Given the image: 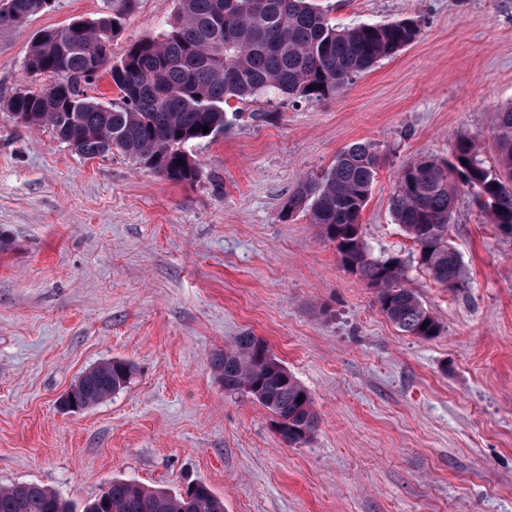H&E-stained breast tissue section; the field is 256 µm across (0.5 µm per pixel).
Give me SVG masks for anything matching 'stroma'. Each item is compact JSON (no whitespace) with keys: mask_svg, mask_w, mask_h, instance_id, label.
<instances>
[{"mask_svg":"<svg viewBox=\"0 0 512 512\" xmlns=\"http://www.w3.org/2000/svg\"><path fill=\"white\" fill-rule=\"evenodd\" d=\"M316 2L340 28L412 18L420 33L334 97L231 101L240 120L189 147L194 183L118 152L81 158L0 110V486L81 505L115 478L172 491L191 479L224 512H512V238L459 191L448 236L467 281L448 289L389 210L412 159H447L460 136L493 155L494 110L512 104V0ZM176 7L138 0L113 59L158 37ZM108 8L52 0L0 29V101L40 87L23 67L38 31ZM358 141L380 157L362 238L403 260L442 325L434 339L382 314L309 213H283ZM246 332L312 393L306 443H283L272 414L212 371ZM114 358L133 367L124 389L60 409L83 371Z\"/></svg>","mask_w":512,"mask_h":512,"instance_id":"stroma-1","label":"stroma"}]
</instances>
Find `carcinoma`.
<instances>
[{
    "label": "carcinoma",
    "mask_w": 512,
    "mask_h": 512,
    "mask_svg": "<svg viewBox=\"0 0 512 512\" xmlns=\"http://www.w3.org/2000/svg\"><path fill=\"white\" fill-rule=\"evenodd\" d=\"M1 2L0 29L21 28L46 9V0ZM177 2L161 38L132 43L119 61L105 67L120 92L119 106L106 110L87 90L98 62L112 59V38L136 0H118L110 12L82 22L65 44L56 29L39 33L24 68L52 81L35 92L14 93L3 108L24 116L25 127H51L83 158L116 150L167 181L191 184L200 168L187 147L224 133L242 116L226 112L229 100L264 92L329 98L420 32L411 18L339 29L314 0ZM493 139L492 162L468 137L455 141L450 160H412L400 170L390 197L393 219L414 243L418 264L443 288L463 287L462 257L448 238L459 189L473 193L495 233L512 238V106L495 112ZM378 167L372 143H352L320 176L302 180L283 209L310 212L322 237L336 245L342 266L376 289L386 318L406 335L432 339L440 335L441 324L405 286L401 259L371 257L360 234ZM211 366L224 390L250 394L275 416L284 442L299 445L315 432L311 393L264 340L243 334L213 354ZM131 374L123 359L95 365L73 384L74 401L82 410L95 406L124 388ZM0 512H224V500L202 482L169 492L114 479L79 511L55 490L18 483L0 488Z\"/></svg>",
    "instance_id": "obj_1"
}]
</instances>
